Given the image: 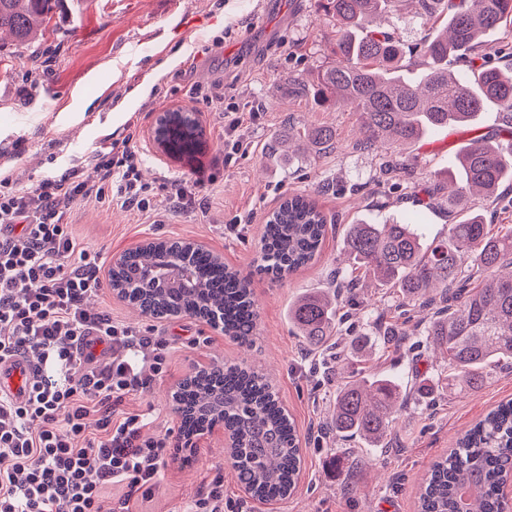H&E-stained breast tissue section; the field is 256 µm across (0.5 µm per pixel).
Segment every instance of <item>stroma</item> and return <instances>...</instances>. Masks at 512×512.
Listing matches in <instances>:
<instances>
[{
	"label": "stroma",
	"mask_w": 512,
	"mask_h": 512,
	"mask_svg": "<svg viewBox=\"0 0 512 512\" xmlns=\"http://www.w3.org/2000/svg\"><path fill=\"white\" fill-rule=\"evenodd\" d=\"M335 43L336 23L318 0H63L42 41L0 38V169L14 185L31 188L72 167L95 179L93 152L130 139L154 189L152 209L138 214L109 197L77 203L67 220L80 241L111 260L150 239L202 240L251 281L259 334L250 347L194 317L145 316L109 289L95 298V309L169 343L165 373L127 407L150 414L148 432L178 430L171 393L192 366L241 362L273 380L301 436L303 465L288 499L265 504L238 487L219 436L191 464L169 463L158 495L138 512H182L219 473L233 512H416L431 461L512 399V368L493 371L479 392L448 394L437 388L443 363L426 345L364 357L350 334L377 335L379 313L393 303L372 277H362L329 348L310 352L288 322L296 297L349 277V266L336 260L345 225L397 219L417 225L425 242L444 237L447 213L423 201L430 175H447L461 146L503 125L491 107L469 126L415 144L357 148L356 114L321 104L312 89L317 72L332 64ZM230 106L253 115L243 130L248 153L225 144ZM175 108L199 115L205 138L193 156H168L153 141L157 115ZM323 126L335 130L334 146L319 151L305 142L292 153L282 143L289 131ZM173 181L187 191L180 209L165 189ZM293 192L310 195L335 226L310 265L281 278L261 274L262 225ZM341 364L399 378L408 405L389 447L329 432ZM333 456L349 459L350 468L329 472Z\"/></svg>",
	"instance_id": "stroma-1"
}]
</instances>
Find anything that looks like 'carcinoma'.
<instances>
[{
	"instance_id": "1",
	"label": "carcinoma",
	"mask_w": 512,
	"mask_h": 512,
	"mask_svg": "<svg viewBox=\"0 0 512 512\" xmlns=\"http://www.w3.org/2000/svg\"><path fill=\"white\" fill-rule=\"evenodd\" d=\"M415 14L435 15L441 30L425 38L415 55L423 72L408 76L412 61L403 45L374 26L402 2ZM59 0H0V32L20 43L50 22ZM336 18V63L316 76L323 103L358 115L366 149L378 143H415L430 133L466 126L493 103L508 115L497 138H475L456 156L445 181L426 189L428 205L446 206L462 219L426 245L410 224L359 222L344 227L340 251L349 264L373 275L401 296L405 322L383 332L407 336L414 313L430 310L423 335L448 366V389H482L490 371L512 365V224L490 226L480 202H493L512 179V69L493 64L502 48L485 45L490 32L512 24V0H324ZM472 58L471 75L452 65ZM157 136L172 152L188 153L202 129L192 110L158 119ZM329 147L328 127L305 134ZM328 234L327 217L301 193L284 197L266 217L261 261L282 277L315 260ZM340 282L304 293L288 310L291 323L312 349L327 345L340 325ZM112 290L156 319L188 315L220 329L242 345L258 335L251 283L213 253L189 240H160L138 247L112 265ZM188 438L224 422L227 453L237 483L258 500L285 499L296 488L300 439L269 377L240 364H214L186 376L172 393ZM405 398L386 378L361 375L336 387L331 430L339 437L378 442L392 435L394 414ZM512 473V401L491 410L431 466L417 490V512H506L501 495Z\"/></svg>"
}]
</instances>
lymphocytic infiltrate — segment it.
Masks as SVG:
<instances>
[{
  "mask_svg": "<svg viewBox=\"0 0 512 512\" xmlns=\"http://www.w3.org/2000/svg\"><path fill=\"white\" fill-rule=\"evenodd\" d=\"M92 162L93 183L75 168L30 189L0 181V357L38 368L27 401L0 396V512H132L173 456L169 435L146 436L147 414L125 407L163 373L166 343L88 308L105 288V260L65 220L109 187L126 208L149 211L154 189L128 143ZM91 338L107 356L86 354Z\"/></svg>",
  "mask_w": 512,
  "mask_h": 512,
  "instance_id": "obj_1",
  "label": "lymphocytic infiltrate"
}]
</instances>
